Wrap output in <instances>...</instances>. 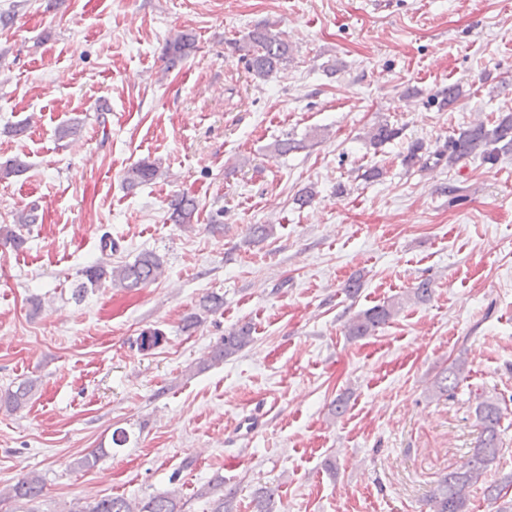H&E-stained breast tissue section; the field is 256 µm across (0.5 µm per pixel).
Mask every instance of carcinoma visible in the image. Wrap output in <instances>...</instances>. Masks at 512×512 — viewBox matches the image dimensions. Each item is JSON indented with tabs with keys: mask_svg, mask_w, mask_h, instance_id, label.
Wrapping results in <instances>:
<instances>
[{
	"mask_svg": "<svg viewBox=\"0 0 512 512\" xmlns=\"http://www.w3.org/2000/svg\"><path fill=\"white\" fill-rule=\"evenodd\" d=\"M241 53L248 71L256 78L266 79L290 62L292 49L280 33L271 31L269 25L258 26L246 38L235 44ZM196 50L195 37L187 31L173 34L166 42V69L177 67ZM401 129L387 123L378 124L366 133L367 143L381 145L399 136ZM512 152V113L502 115L489 126L483 120L460 129L448 145V166L452 167L468 157H479L485 163L494 164L501 156ZM26 164L16 157L0 162V181L17 176ZM159 167L148 160H142L130 167L124 181L130 188L148 183L159 176ZM170 220L175 224L188 226L193 223L197 210L196 201L188 196H178L170 203ZM164 274L163 259L152 251L140 253L132 262L118 266L96 263L83 271L84 281L78 291L99 288L108 283L113 288L132 289L157 281ZM224 307V297L211 292L202 297L197 311L184 321L185 329L193 328L202 317L218 312ZM402 308V300L394 299L376 305L352 317L347 325V334L352 337L372 335L386 324ZM251 326L243 324L220 338L211 355L197 364V371H204L224 362L252 345ZM467 369L464 353L451 362L427 387L431 397L451 393L458 385ZM36 387V380L28 379L16 388L8 389L0 395V408L16 412L27 405ZM475 416L481 426V435L471 456L458 468L443 475L433 492L426 500V512H469V502L473 489L484 484L483 493L487 500L499 503L497 512H512V499L502 501L503 491L512 487V473L502 475L498 480L487 484L485 475L499 457L501 447V423L503 410L493 396L477 397ZM42 475L31 472L22 477L7 493V498L15 502H38L44 491ZM209 498V512H232L231 493L223 490V481H218L200 493ZM184 503L177 490L167 491L145 499L125 497H102L94 502L76 500L70 503L67 512H184ZM253 512H280L275 498V490L259 488L252 499Z\"/></svg>",
	"mask_w": 512,
	"mask_h": 512,
	"instance_id": "1",
	"label": "carcinoma"
}]
</instances>
